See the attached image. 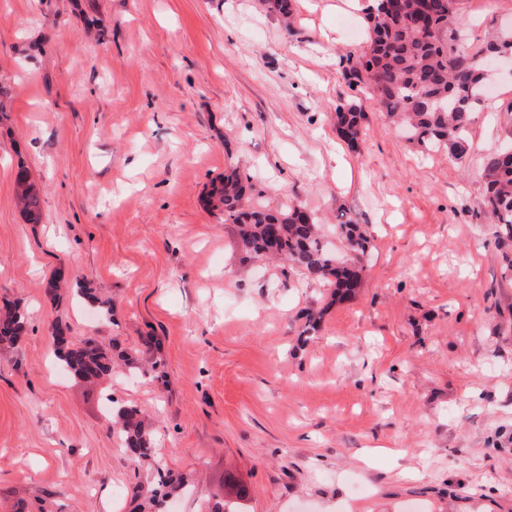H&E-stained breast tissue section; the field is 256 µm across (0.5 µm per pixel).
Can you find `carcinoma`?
<instances>
[{
    "label": "carcinoma",
    "instance_id": "cac0c4a2",
    "mask_svg": "<svg viewBox=\"0 0 512 512\" xmlns=\"http://www.w3.org/2000/svg\"><path fill=\"white\" fill-rule=\"evenodd\" d=\"M269 11L288 21L292 0H266ZM367 46L346 56L343 78L352 87L365 86L384 115L407 130V140L424 152L448 149L464 161L470 149L473 109L484 91V70L475 62L483 52L457 51L463 23L459 0H372L366 8ZM366 121L362 108L352 101L336 105L335 123L340 138L358 148ZM483 193L478 212L497 226L500 240L512 241V145L489 152L483 161ZM16 196L21 211L32 224L41 219V192L27 172L19 170ZM206 205L235 224L243 248L256 257L286 261L311 280H323L345 297L360 282V264L369 250L362 225L348 220L337 225L346 259H339L322 242L314 214L298 205L267 208L252 194L239 173L224 172L206 196ZM28 314L16 303L0 311V341L15 344L25 331ZM68 327L52 326L55 353L73 376L101 380L112 374L115 361L144 375L155 369L149 360H137L94 338L69 344ZM112 423L126 451L154 479L133 489L131 512H164L163 504L189 487V480L173 474L155 457V436L143 411L135 405L112 407Z\"/></svg>",
    "mask_w": 512,
    "mask_h": 512
}]
</instances>
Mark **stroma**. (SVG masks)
I'll return each mask as SVG.
<instances>
[{"label":"stroma","mask_w":512,"mask_h":512,"mask_svg":"<svg viewBox=\"0 0 512 512\" xmlns=\"http://www.w3.org/2000/svg\"><path fill=\"white\" fill-rule=\"evenodd\" d=\"M365 7L295 0L286 23L262 0H0V306L29 313L0 345V512L13 492L129 512L146 473L114 400L193 478L175 512H207L228 477L241 512H512V244L477 214L483 159L512 133V64L484 72L465 161L419 152L343 79ZM461 12V53L512 38V0ZM343 99L368 114L355 150L332 120ZM230 166L267 205L312 211L330 244L342 221L367 225L350 297L248 258L203 204ZM57 276L91 281L110 314L51 292ZM57 321L130 353L155 336L161 367L69 377ZM16 196L28 223L37 224L41 219V192L21 168L16 177Z\"/></svg>","instance_id":"obj_1"}]
</instances>
